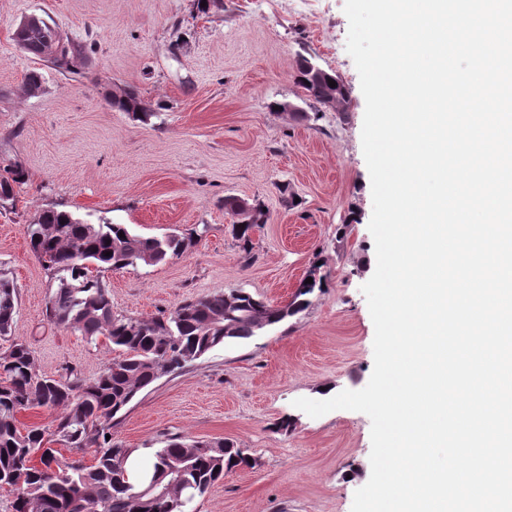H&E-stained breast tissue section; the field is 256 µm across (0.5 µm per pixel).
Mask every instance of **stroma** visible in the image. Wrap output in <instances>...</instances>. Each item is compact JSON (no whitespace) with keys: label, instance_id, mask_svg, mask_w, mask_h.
I'll return each mask as SVG.
<instances>
[{"label":"stroma","instance_id":"stroma-1","mask_svg":"<svg viewBox=\"0 0 512 512\" xmlns=\"http://www.w3.org/2000/svg\"><path fill=\"white\" fill-rule=\"evenodd\" d=\"M196 4L0 0V164L16 160L26 172L13 202L0 206V268L19 289L15 333L48 376L71 368L90 380L113 358L106 339L89 343L45 319L49 278L24 228L48 207L146 236L197 230L181 256L106 273L114 311L135 318L239 288L279 304L321 258L327 286L304 312L163 376L112 434L128 448L178 436L248 449L255 466L226 474L193 512H351L371 474L370 418L342 409L313 418L293 405L362 389L374 365L361 290L376 267L365 100L346 51L345 0H224L205 14ZM31 16L85 45L73 71L15 44V27ZM302 55L341 77L346 111L271 109L301 103L294 73ZM32 72L41 88L31 94ZM127 87L155 110L150 121L109 104ZM284 185L296 205L284 201ZM228 197L259 200L269 212L251 253L232 235ZM286 416L293 428L277 430Z\"/></svg>","mask_w":512,"mask_h":512}]
</instances>
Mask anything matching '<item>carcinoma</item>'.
Instances as JSON below:
<instances>
[{"label": "carcinoma", "instance_id": "cac0c4a2", "mask_svg": "<svg viewBox=\"0 0 512 512\" xmlns=\"http://www.w3.org/2000/svg\"><path fill=\"white\" fill-rule=\"evenodd\" d=\"M49 36L48 27H39L22 49L40 58ZM81 53L82 48L69 44L52 64L69 70ZM295 80L306 100L321 105L332 96L336 109L345 111L349 89L333 71L321 70L301 55ZM331 80L336 87L329 86ZM110 104L142 122L155 116L134 88L113 95ZM24 180L19 164L1 167L0 194L13 200L14 187ZM253 208L252 223L232 222L233 235L247 254L252 235L267 222L262 205ZM25 234L53 286L46 305L49 324L89 343L104 336L116 356L93 380L72 370L58 378L40 374L28 343L13 336L19 292L10 272L0 270V339L8 343L0 352V487L7 485L14 493L12 512H187L226 473L251 466V456L231 442L173 437L153 451V473L135 487L126 479L132 449L106 435L112 434V420L159 373L182 369L216 347L250 339L305 311L309 297L326 283L322 265L312 263L318 277L299 284L284 307L239 289L186 301L167 316L141 319L114 311L104 274L177 257L193 243L195 232L144 236L126 224H93L51 207L26 226ZM33 407L55 413L57 440L71 452L93 449L94 462L66 460L59 449L46 446L43 428L21 429L18 414ZM156 481L173 484L168 495L144 493Z\"/></svg>", "mask_w": 512, "mask_h": 512}]
</instances>
